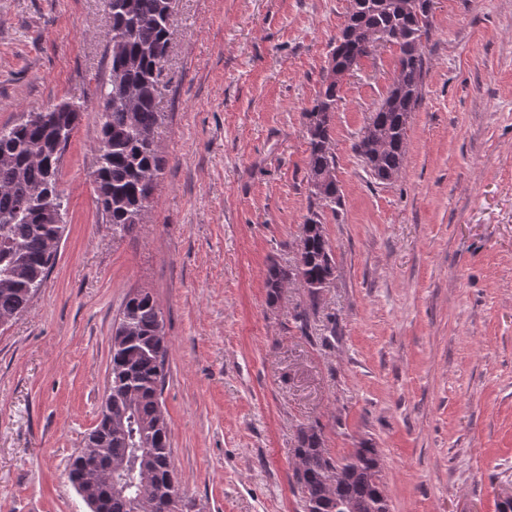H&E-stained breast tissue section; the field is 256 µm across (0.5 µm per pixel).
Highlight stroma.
Segmentation results:
<instances>
[{"label":"stroma","instance_id":"obj_1","mask_svg":"<svg viewBox=\"0 0 512 512\" xmlns=\"http://www.w3.org/2000/svg\"><path fill=\"white\" fill-rule=\"evenodd\" d=\"M352 0H176L160 77L164 168L143 223L96 203L104 0H0V128L84 108L64 153L55 263L0 328V512H88L68 460L94 428L130 294L170 341L162 407L189 512H302L294 450L378 449L390 512H497L512 484V0H434L401 172L353 146L397 73L385 44L331 124L341 207L320 206L306 129ZM321 213L336 272L293 267ZM302 259L294 268L287 269L277 265L270 267L267 277V287L276 294L285 282L294 280L301 286L302 280L311 285H325L334 277L336 264L331 245L326 238L318 212H311L302 225ZM301 262V263H299Z\"/></svg>","mask_w":512,"mask_h":512}]
</instances>
